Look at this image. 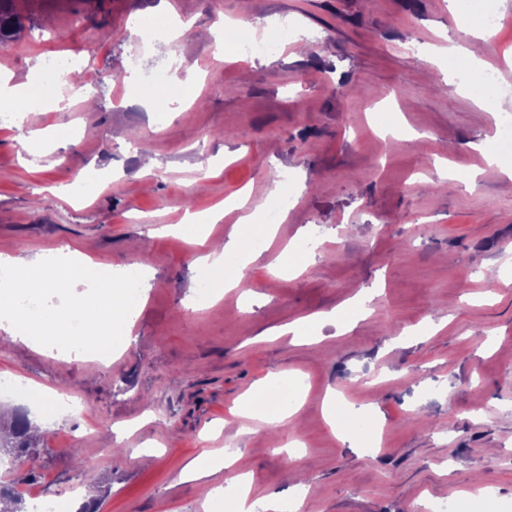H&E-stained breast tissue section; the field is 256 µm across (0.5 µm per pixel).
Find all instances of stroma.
Wrapping results in <instances>:
<instances>
[{
    "label": "stroma",
    "instance_id": "obj_1",
    "mask_svg": "<svg viewBox=\"0 0 512 512\" xmlns=\"http://www.w3.org/2000/svg\"><path fill=\"white\" fill-rule=\"evenodd\" d=\"M13 7L21 32L0 52V73L19 83L46 59H88L70 81L96 108L75 99L0 125V246L27 258L67 246L105 265L138 259L150 276L135 339L110 364L0 342V378L66 391L79 405L48 412L7 396L44 436L32 455L0 463V478L76 508L93 490L99 512H210L199 482L181 474L230 447L236 473L253 477L252 497L276 494L293 512H420L429 498L467 500L474 512L512 504V178L484 173L482 155L512 117V97L485 111L427 60L462 38L448 0H250L259 33L288 22L309 50L287 41L241 59L214 38L238 18L239 0ZM488 10L500 23L483 44L484 67L512 80V0ZM157 13L189 25L181 71L170 70L168 44L132 32ZM147 70L161 83L131 82ZM382 101L414 139L377 136L371 115ZM60 130L73 144L58 141ZM32 131L38 140L23 144ZM284 176L292 206L247 271V301L195 308L202 249L172 227L241 190L263 205ZM40 198L49 209L36 208ZM297 236L321 248L306 251L297 276L276 278ZM362 288L375 295L350 332L328 325L311 345L273 336ZM429 322L437 331L421 334ZM283 371L304 382L298 426L245 433L239 401ZM329 392L376 412L384 439L374 455L332 431ZM295 438L303 449L292 461L281 448Z\"/></svg>",
    "mask_w": 512,
    "mask_h": 512
}]
</instances>
